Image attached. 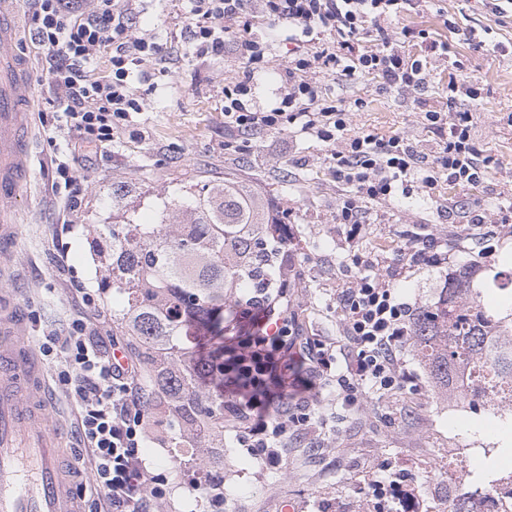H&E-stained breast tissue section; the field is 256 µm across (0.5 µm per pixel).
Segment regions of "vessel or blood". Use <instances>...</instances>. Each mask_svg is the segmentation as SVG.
<instances>
[{"label":"vessel or blood","instance_id":"obj_1","mask_svg":"<svg viewBox=\"0 0 512 512\" xmlns=\"http://www.w3.org/2000/svg\"><path fill=\"white\" fill-rule=\"evenodd\" d=\"M20 35L14 0H0V278L10 276L18 226L15 207L29 168L33 92L26 61L11 48ZM27 319L9 290L0 292V512H82V479L45 424L47 369L28 346Z\"/></svg>","mask_w":512,"mask_h":512}]
</instances>
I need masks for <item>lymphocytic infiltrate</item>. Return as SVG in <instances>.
<instances>
[{"instance_id":"lymphocytic-infiltrate-1","label":"lymphocytic infiltrate","mask_w":512,"mask_h":512,"mask_svg":"<svg viewBox=\"0 0 512 512\" xmlns=\"http://www.w3.org/2000/svg\"><path fill=\"white\" fill-rule=\"evenodd\" d=\"M411 0H262L266 16L300 28L306 39L288 64L279 106L268 110L251 104L255 72L266 68L269 48L241 36L237 49L246 63L240 80L224 87V123L244 132L294 126L335 143L329 162L336 177L352 186L342 200L336 222L349 242L358 240L364 206L388 200L396 189L420 183L434 187L476 184L494 162L471 139L479 93L469 75L448 83V110L427 111L425 120L438 136L434 160L421 157L399 136L383 140L348 132L349 110L343 101L323 98L318 77L375 76L382 88H415L427 65L422 56L404 51L406 43L428 40L425 31L388 24ZM247 0H189V33L199 56L224 52V20L246 22ZM27 22L45 53L44 79L48 111L57 114L60 130L73 134L83 151L111 145L140 112L128 83L144 61L160 58L159 43L131 34V0H30ZM327 38H319V31ZM108 51L109 74L97 79L93 67ZM467 103H460V96ZM391 275L366 269L354 284L338 289L336 309L343 336L336 342L298 340L278 303L250 316V331L239 338L224 375L232 387L224 405L232 411L263 408L247 425L239 442L268 466H278L290 437L326 426L328 409L319 394L331 387L346 409L363 398L403 390L413 378L401 365L412 341L415 303L401 296ZM85 318L74 319L65 342L47 336L39 342L44 356L59 358V383L82 406L79 440L91 452L93 487L105 512H153L165 497L164 480L145 466L140 448L149 423L147 403L136 383L134 361L112 358L102 342L87 337ZM300 375V391L288 394V375Z\"/></svg>"}]
</instances>
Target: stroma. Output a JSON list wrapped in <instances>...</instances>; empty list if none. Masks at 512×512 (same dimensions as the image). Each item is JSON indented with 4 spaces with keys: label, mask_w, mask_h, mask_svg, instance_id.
<instances>
[{
    "label": "stroma",
    "mask_w": 512,
    "mask_h": 512,
    "mask_svg": "<svg viewBox=\"0 0 512 512\" xmlns=\"http://www.w3.org/2000/svg\"><path fill=\"white\" fill-rule=\"evenodd\" d=\"M252 32L269 46L270 63L253 78V102L269 109L279 104L296 42L287 24L267 18L260 0L248 5ZM132 33L162 45L163 60L136 71L131 90L142 102L112 146L84 155L74 139L61 135L47 143L43 126L46 86L36 88L30 170L17 202L19 237L15 277L1 286L17 291L26 312L30 338L49 333L66 336L69 323L84 315L86 333L111 344L112 315L124 306L115 291L99 287L103 265L91 240L101 225L112 221V188L124 186L122 209L152 223L162 199L203 183L235 177L260 188L270 207L288 229L295 286L288 291L286 311L301 335L339 340L336 290L358 273L355 257L397 263L406 236L435 235L448 243L444 268L404 267L397 288L420 306L438 301L448 278L463 264L475 263L485 275L512 272V236L488 235L471 221L482 211L498 221L502 208L512 206V52L479 44L483 31L512 43V0H412L393 23L427 30L431 39L449 47L446 55H429L424 83L414 89H382L379 79L344 76L320 79L323 96L350 106V127L386 139L407 138L417 150L434 157L437 137L422 122L423 112L445 108L448 82L460 61L472 76L481 98L471 135L475 145L495 157L482 181L462 189L439 183L435 189L414 188L370 205L364 233L349 245L336 222L337 207L348 193L327 161L330 146L316 136L284 131L241 134L224 127L226 83L242 77L234 33L224 36V53L196 58L189 40L186 0H138ZM71 163L80 180L82 205L63 208V189L54 187L57 163ZM93 294L95 307L84 306L80 289ZM416 388L372 398L357 411L337 419L334 433L315 442L312 436L291 438L279 467L253 458L224 434V512H366L376 482H390L408 470L414 456L432 450L434 425L497 445L512 444V421L501 423L483 410H466L449 418L448 395L436 391L413 349L403 354ZM153 437L141 456L148 470L167 480L166 495L156 512H200L210 500L204 473L214 461L197 453L187 469L173 472V430L168 421L152 419Z\"/></svg>",
    "instance_id": "stroma-1"
}]
</instances>
